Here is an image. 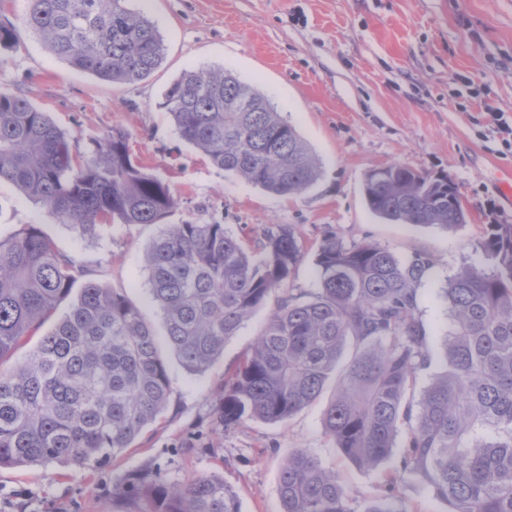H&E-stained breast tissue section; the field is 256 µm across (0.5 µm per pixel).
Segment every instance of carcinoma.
Returning a JSON list of instances; mask_svg holds the SVG:
<instances>
[{"mask_svg": "<svg viewBox=\"0 0 512 512\" xmlns=\"http://www.w3.org/2000/svg\"><path fill=\"white\" fill-rule=\"evenodd\" d=\"M126 0H28L26 27L70 66L113 84L149 79L162 40ZM247 100L252 112H226ZM164 107L182 140L210 162L277 195H300L320 177L309 145L260 91L232 72L186 70L166 87ZM50 208L82 237L108 224H160L144 262L167 341L192 374L209 370L224 343L274 301L250 352L224 381L216 423L283 422L336 396L324 430L343 455L374 469L403 451L387 494L365 512H401L397 483L424 480L449 512H512V224H490L484 250L494 270L463 266L441 289L450 325L440 370L415 392L434 354L418 290L434 266L402 260L372 242L330 232L320 241L308 295L288 288L305 248L291 224H270L260 256L217 220L166 224L170 187L147 172L125 133L83 149L21 95L0 94V182ZM369 210L398 224L458 228L470 214L460 187L392 163L368 171ZM82 282L69 311L36 350L0 370V468L72 463L94 468L156 422L171 393L167 365L140 309L89 276L34 224L0 237V362L39 330ZM125 494L150 512H241L216 475L184 484L158 468L131 473ZM281 512H352L342 484L304 449L283 464Z\"/></svg>", "mask_w": 512, "mask_h": 512, "instance_id": "carcinoma-1", "label": "carcinoma"}]
</instances>
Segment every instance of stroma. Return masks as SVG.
I'll list each match as a JSON object with an SVG mask.
<instances>
[{
  "instance_id": "obj_1",
  "label": "stroma",
  "mask_w": 512,
  "mask_h": 512,
  "mask_svg": "<svg viewBox=\"0 0 512 512\" xmlns=\"http://www.w3.org/2000/svg\"><path fill=\"white\" fill-rule=\"evenodd\" d=\"M27 0H0V22L17 39L0 48V90L27 97L79 144L125 132L147 171L178 200L171 224L218 220L248 244L269 224H292L307 252L289 286L314 292V255L329 232L374 242L407 259L435 265L420 287L421 320L430 348L446 330L439 297L464 265L491 269L481 243L488 224H512V202L500 172L512 170V146L485 118L500 112L512 124V0H127L158 30L163 60L148 80L116 85L74 69L27 31ZM226 69L260 90L309 144L320 178L296 197L271 194L212 165L185 143L162 105L165 87L186 70ZM401 163L457 183L470 211L464 226L397 224L368 210V170ZM37 225L58 250L92 278L122 292L151 324L168 362L171 394L159 422L116 461L0 468V512H145L115 488L130 471L159 467L171 482L215 474L238 495L241 512H280L284 461L304 448L347 489L353 512L385 493L383 463L349 462L326 435L333 397L284 422L255 418L225 431L214 423V398L249 352L271 310H257L201 375L187 372L168 349L161 311L149 293L144 254L157 224H116L80 238L40 203L0 183V236Z\"/></svg>"
}]
</instances>
